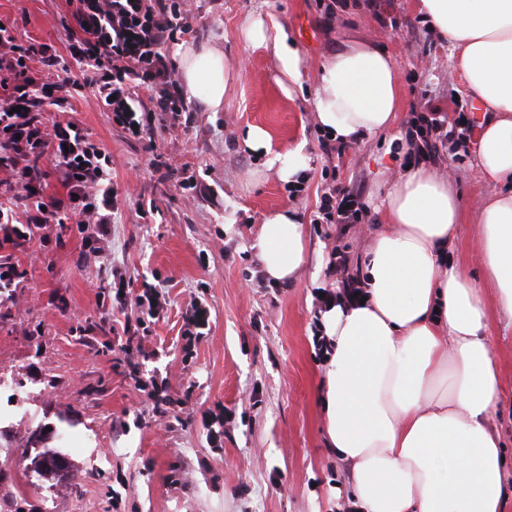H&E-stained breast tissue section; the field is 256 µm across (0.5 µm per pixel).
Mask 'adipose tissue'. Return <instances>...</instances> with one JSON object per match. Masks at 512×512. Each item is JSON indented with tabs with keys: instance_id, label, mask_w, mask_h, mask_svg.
<instances>
[{
	"instance_id": "obj_1",
	"label": "adipose tissue",
	"mask_w": 512,
	"mask_h": 512,
	"mask_svg": "<svg viewBox=\"0 0 512 512\" xmlns=\"http://www.w3.org/2000/svg\"><path fill=\"white\" fill-rule=\"evenodd\" d=\"M453 47L481 114L471 136L477 171L497 187L477 217L480 278L444 254L461 212L435 167L409 170L386 190L383 222L358 259L361 297L320 313L328 363L321 379L323 432L336 451L358 512H504L502 443L490 424L500 376L488 306L512 317V0H417ZM247 36L269 45L279 85H300L301 57L273 18L256 16ZM183 93L218 112L232 71L208 41L179 44ZM399 104L396 66L381 47L351 39L321 65L315 115L341 146L388 130ZM245 145L291 182L307 169L302 147L273 151L253 126ZM252 249L266 282L286 286L309 268L299 214L268 212Z\"/></svg>"
}]
</instances>
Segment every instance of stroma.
Returning a JSON list of instances; mask_svg holds the SVG:
<instances>
[{
    "instance_id": "35a3bbf8",
    "label": "stroma",
    "mask_w": 512,
    "mask_h": 512,
    "mask_svg": "<svg viewBox=\"0 0 512 512\" xmlns=\"http://www.w3.org/2000/svg\"><path fill=\"white\" fill-rule=\"evenodd\" d=\"M322 0H190L174 39L210 41L221 47L236 78L224 108L205 112L187 101V123L158 117L149 140H139L112 118L89 80L94 69L74 59L68 46L80 34L79 0H0V28L14 42L47 44L58 54L53 70L31 58L39 82L67 81L68 103L45 99L49 122L78 123L112 164L116 192L106 237L93 243L77 230V218L62 210L47 225L49 246L32 242L18 255L27 272L24 289L11 303L12 320L0 327V370L21 380L23 412L0 399V427L21 432L36 420L69 434L70 480L49 485L34 479L28 499L34 512H355L343 472L327 448L318 405L325 367L319 312L323 284L342 281L336 266L323 270L321 285L310 276L297 283L267 284L251 250L262 216L279 208L297 210L314 250L328 259L356 258L373 225L381 223L386 189L415 160L400 142L424 104L447 109L451 100L476 112L452 48L441 39L415 0H389L397 29H383L368 10L348 7L323 15ZM272 15L302 57V86L292 96L280 90L276 64L265 46L248 41L247 23ZM355 37L383 47L397 66L398 121L385 134L326 150L315 122L320 64L328 49ZM266 129L274 150L303 146L309 158L306 188L288 196V186L263 158L242 144L248 127ZM435 166L448 174L461 198L462 231L447 259L479 269L475 216L493 186L470 154L446 141ZM343 187L360 197L365 211L357 224L318 223L324 192ZM148 215H140V208ZM127 285L129 300L102 307L99 293L109 273ZM151 289L161 304L147 340L158 357L148 371L182 400L169 417L153 414L149 392L113 368L111 355L94 354L76 340L78 323L106 319L115 333L140 316L132 299ZM207 323L184 358L185 316L195 307ZM490 345L502 380V406L493 422L505 460V512H512V323L490 314ZM79 412L75 426L57 413ZM224 422V445L214 449L209 428ZM184 464L181 483L168 479L170 463Z\"/></svg>"
}]
</instances>
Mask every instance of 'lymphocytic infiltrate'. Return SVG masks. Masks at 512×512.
Listing matches in <instances>:
<instances>
[{
  "label": "lymphocytic infiltrate",
  "mask_w": 512,
  "mask_h": 512,
  "mask_svg": "<svg viewBox=\"0 0 512 512\" xmlns=\"http://www.w3.org/2000/svg\"><path fill=\"white\" fill-rule=\"evenodd\" d=\"M79 15L86 25L88 36L70 45L73 58L104 59V66L91 80L104 97L116 121L131 129L134 137L147 135L154 121V114L130 112L124 92L116 84L113 72L116 57L112 53V28L124 24L125 16L115 14L113 0H81ZM31 51L16 43H0V71L11 74V89L0 102V142L9 146L7 153L0 154V171L17 174L23 161L54 151L59 159L62 182L69 197L66 202L43 199L41 173L21 177L20 185L27 196L44 201L41 209L27 213L30 224H52L57 220L61 206H68L82 223L94 226L96 235H104L112 220L115 192L107 186L109 157L103 148L87 137L81 127L69 123L48 124L42 100L60 92V85L36 84L29 74L28 61ZM448 130V122L433 107L415 118L409 142L414 153L422 159L432 158L436 151V138Z\"/></svg>",
  "instance_id": "obj_1"
}]
</instances>
